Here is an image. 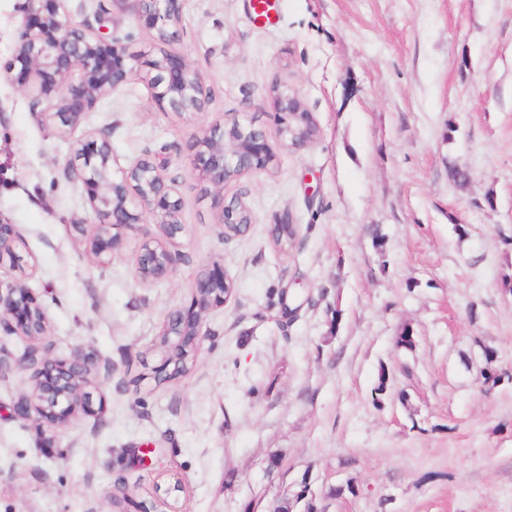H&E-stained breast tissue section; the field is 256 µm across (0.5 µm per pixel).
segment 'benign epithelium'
Listing matches in <instances>:
<instances>
[{"instance_id":"benign-epithelium-1","label":"benign epithelium","mask_w":512,"mask_h":512,"mask_svg":"<svg viewBox=\"0 0 512 512\" xmlns=\"http://www.w3.org/2000/svg\"><path fill=\"white\" fill-rule=\"evenodd\" d=\"M106 2L107 6L98 10L99 20L115 7L132 13L152 35L153 54H133L112 36L75 21L63 0H28V20L4 68L6 76L24 80V88H33L34 105L46 104L41 114L60 118L65 127L79 124L84 112L135 76L148 80L153 99L163 110L178 114L204 111V84L184 54L174 47L176 28L182 19L181 0ZM270 99L284 145L301 148L316 136L311 114L296 94L276 84ZM73 154L66 162L65 173L68 179L86 187L92 209L104 217L91 225L86 237L91 259L102 267L108 265L124 244V230L141 223L147 208L156 217L159 234L139 246L138 272L145 281L169 277L177 262L170 245L184 231L178 219L180 203L175 198V181L167 175L169 161L149 155L139 158L116 180L112 176V144L103 133L77 145ZM275 159L274 149L251 118H234L197 140L193 170L215 188V207L222 228L252 223L242 198L224 199V185L268 170ZM16 243L13 225L0 218V258H9L10 268L22 273ZM228 281L220 267L201 272L191 306L171 313L163 327L161 336L168 352L192 350L208 335L203 330L204 315L229 301L233 289L227 287ZM47 324L43 305L31 289L21 286V279L0 281V330L29 339L13 362L0 359V372L11 367L31 372V393L19 398L15 413L24 421L46 425L49 436L45 437L44 448L50 449L73 417L90 415L97 409L91 392L86 390L93 360L88 356H51L50 347L41 341Z\"/></svg>"}]
</instances>
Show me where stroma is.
<instances>
[{
	"label": "stroma",
	"instance_id": "1",
	"mask_svg": "<svg viewBox=\"0 0 512 512\" xmlns=\"http://www.w3.org/2000/svg\"><path fill=\"white\" fill-rule=\"evenodd\" d=\"M26 14V0H0V66ZM106 25L152 51L132 14ZM176 43L204 112L162 111L136 78L63 136L0 79V218L46 309L44 343L96 355L103 403L45 451L44 426L14 416L29 373L0 374V512H272L285 496L304 512L306 482L355 486L327 512H512V382L482 379L512 373V0H277L269 26L250 0H183ZM276 84L318 127L305 148L281 142ZM236 117L255 120L276 161L225 186L252 216L227 240L190 144ZM101 132L113 172L170 160L185 233L169 278L136 272L158 233L151 211L105 268L74 229L96 216L65 163ZM282 220L298 229L284 253L271 241ZM212 264L234 293L206 313L187 371L157 382L162 326ZM406 329L410 349L396 343Z\"/></svg>",
	"mask_w": 512,
	"mask_h": 512
}]
</instances>
